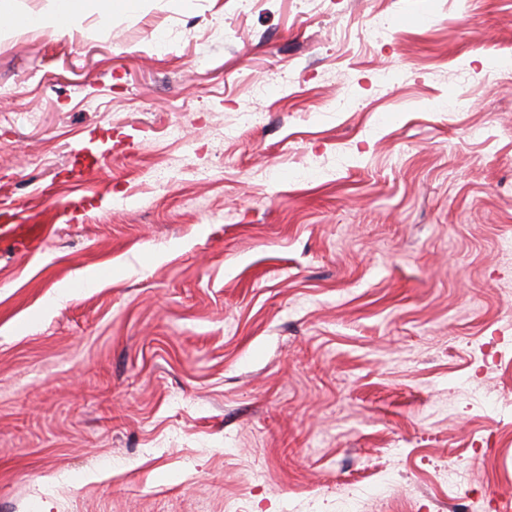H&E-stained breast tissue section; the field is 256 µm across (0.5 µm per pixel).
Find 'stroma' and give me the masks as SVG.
I'll use <instances>...</instances> for the list:
<instances>
[{"label":"stroma","mask_w":512,"mask_h":512,"mask_svg":"<svg viewBox=\"0 0 512 512\" xmlns=\"http://www.w3.org/2000/svg\"><path fill=\"white\" fill-rule=\"evenodd\" d=\"M51 6L0 24V512H504L512 0ZM55 8L41 15L39 24L51 33H61L75 20L91 15L111 18L114 12L130 11L138 3L135 0H55Z\"/></svg>","instance_id":"obj_1"}]
</instances>
